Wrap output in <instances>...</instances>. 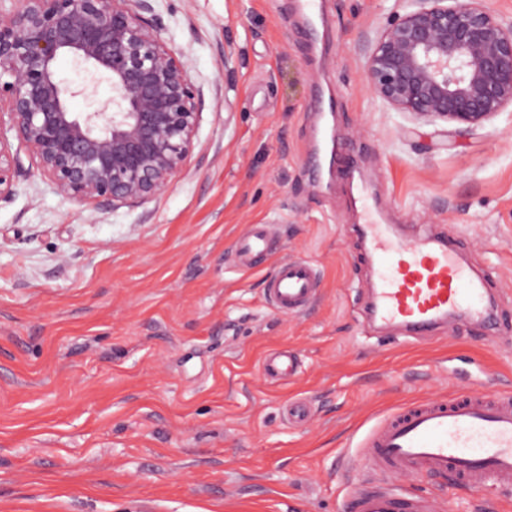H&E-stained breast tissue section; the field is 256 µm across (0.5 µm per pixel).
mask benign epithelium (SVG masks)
<instances>
[{
    "instance_id": "obj_1",
    "label": "benign epithelium",
    "mask_w": 512,
    "mask_h": 512,
    "mask_svg": "<svg viewBox=\"0 0 512 512\" xmlns=\"http://www.w3.org/2000/svg\"><path fill=\"white\" fill-rule=\"evenodd\" d=\"M11 2L0 0V200L15 194L22 150L60 194L94 209L166 194L193 154L201 96L149 0ZM63 53L93 67L89 82L58 77ZM364 75L396 112L480 126L512 107V24L484 0H408L370 41ZM102 76L112 98L72 111Z\"/></svg>"
}]
</instances>
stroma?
Returning a JSON list of instances; mask_svg holds the SVG:
<instances>
[{
  "mask_svg": "<svg viewBox=\"0 0 512 512\" xmlns=\"http://www.w3.org/2000/svg\"><path fill=\"white\" fill-rule=\"evenodd\" d=\"M151 0L202 91L192 158L162 197L117 210L71 200L21 154L0 201V512H347L368 432L398 407L512 391V324L462 320L408 337L370 327L374 275L332 151L357 156L385 218L441 224L512 311V108L461 132L367 89L364 49L397 0ZM266 224L260 266L234 245ZM320 292L284 316L279 260ZM298 362L287 379L273 352ZM396 487L451 512H512V492L439 474ZM319 281L313 266L304 260H282L268 279L265 293L280 314L304 312L316 299Z\"/></svg>",
  "mask_w": 512,
  "mask_h": 512,
  "instance_id": "35a3bbf8",
  "label": "stroma"
}]
</instances>
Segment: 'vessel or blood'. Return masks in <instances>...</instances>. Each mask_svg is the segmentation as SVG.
<instances>
[{
	"label": "vessel or blood",
	"mask_w": 512,
	"mask_h": 512,
	"mask_svg": "<svg viewBox=\"0 0 512 512\" xmlns=\"http://www.w3.org/2000/svg\"><path fill=\"white\" fill-rule=\"evenodd\" d=\"M363 234L377 277L375 319L425 336L455 314H487L490 276L462 261L446 236L424 231L403 237L381 219L366 221ZM271 251L262 224L235 246L245 267ZM318 292L316 271L303 260L280 261L265 289L284 315L304 312ZM360 463L371 480L356 494L354 512H445V502L433 495L392 488L389 480L399 473L451 474L475 488H512V393L465 389L400 407L368 434Z\"/></svg>",
	"instance_id": "b4317fda"
}]
</instances>
